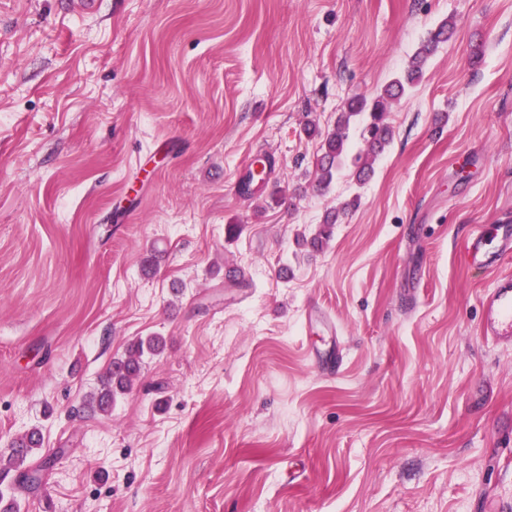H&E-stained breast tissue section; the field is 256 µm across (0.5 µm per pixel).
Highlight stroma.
<instances>
[{
    "mask_svg": "<svg viewBox=\"0 0 512 512\" xmlns=\"http://www.w3.org/2000/svg\"><path fill=\"white\" fill-rule=\"evenodd\" d=\"M448 20L369 179L352 129L317 189L347 101ZM491 224L512 225V0H0V466L35 428L31 465L56 457L0 492L17 512H512V345L483 337L496 274L464 258ZM155 335L111 412L84 410ZM345 140V135L332 133L327 135L323 141L322 154L318 159V187H327L331 183L334 172L345 152Z\"/></svg>",
    "mask_w": 512,
    "mask_h": 512,
    "instance_id": "1",
    "label": "stroma"
}]
</instances>
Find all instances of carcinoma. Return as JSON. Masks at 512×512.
Segmentation results:
<instances>
[{"instance_id": "carcinoma-1", "label": "carcinoma", "mask_w": 512, "mask_h": 512, "mask_svg": "<svg viewBox=\"0 0 512 512\" xmlns=\"http://www.w3.org/2000/svg\"><path fill=\"white\" fill-rule=\"evenodd\" d=\"M454 33V24L451 21L442 23L437 29L430 32L427 39L418 49L414 61L408 71L401 77L384 87L382 92L373 100L364 97L350 99L346 111L341 113L337 126L349 127L354 118L360 119L361 135L366 140L367 153L376 157L383 153L393 138L391 127L385 122V112L389 102L403 96L406 90L414 85L422 75L423 65L435 54L438 48L448 42ZM346 136L340 133H332L326 136L321 146L322 154L318 159L317 186L326 187L332 179L335 170L345 152ZM165 346L164 339L153 336L147 341H136L130 345L124 356L118 361L126 362L133 366L130 372H122L109 366L101 377V387L92 401L86 407L92 412L107 414L112 411V403L119 393L130 390L140 370V358L144 351L161 352ZM36 445L32 444L22 450L13 447L9 453V466L19 472L24 482H32L35 475L27 462L33 454Z\"/></svg>"}]
</instances>
